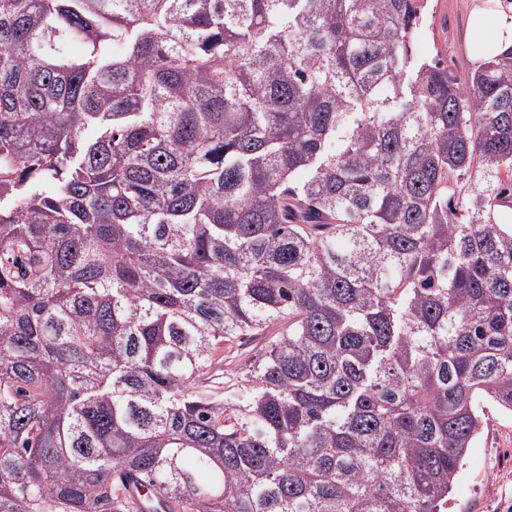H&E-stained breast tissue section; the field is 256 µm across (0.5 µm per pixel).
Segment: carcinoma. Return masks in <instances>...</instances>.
Masks as SVG:
<instances>
[{
  "mask_svg": "<svg viewBox=\"0 0 512 512\" xmlns=\"http://www.w3.org/2000/svg\"><path fill=\"white\" fill-rule=\"evenodd\" d=\"M424 10L0 0V512H448L512 414V48L462 81ZM254 344L255 343L248 344L243 347H238L237 349L239 352H235L234 355L233 352L226 354L225 350L223 354H220V357H223V362L217 365V371L215 372V376L212 377V382H208L210 387L209 390L225 397H234L237 395L239 392V387L236 382V372L244 363V359H240L251 353L242 354L241 356L240 354L242 353L241 351L250 350ZM235 355L238 356L233 358Z\"/></svg>",
  "mask_w": 512,
  "mask_h": 512,
  "instance_id": "carcinoma-1",
  "label": "carcinoma"
}]
</instances>
